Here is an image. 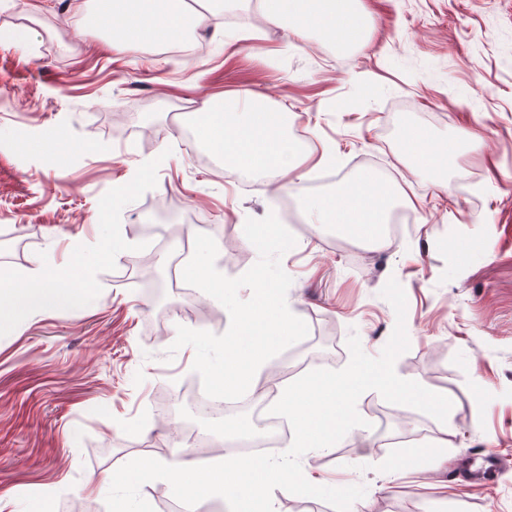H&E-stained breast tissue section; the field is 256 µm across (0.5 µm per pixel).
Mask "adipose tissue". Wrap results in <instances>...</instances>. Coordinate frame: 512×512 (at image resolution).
Segmentation results:
<instances>
[{"label": "adipose tissue", "instance_id": "adipose-tissue-1", "mask_svg": "<svg viewBox=\"0 0 512 512\" xmlns=\"http://www.w3.org/2000/svg\"><path fill=\"white\" fill-rule=\"evenodd\" d=\"M255 5L267 24L298 34L317 33L339 46L358 43L364 20L356 0H242ZM105 30L112 46L141 49L178 45L192 30L205 28L207 15L193 10L188 0H111L94 18ZM199 121L193 129L198 144L234 166L243 174L285 177L307 156L283 131H270L275 115L271 102L237 96L209 98L197 107ZM383 183L366 174L341 186L339 192L317 200L321 221L334 224L359 237L381 239L390 201ZM71 290L64 282L34 270L23 280L0 288V309L26 307L45 302H67Z\"/></svg>", "mask_w": 512, "mask_h": 512}]
</instances>
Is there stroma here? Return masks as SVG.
<instances>
[{
    "mask_svg": "<svg viewBox=\"0 0 512 512\" xmlns=\"http://www.w3.org/2000/svg\"><path fill=\"white\" fill-rule=\"evenodd\" d=\"M363 43L340 47L239 12L206 54L122 50L99 30L77 32L68 0H0V270L65 277L75 296L9 308L0 329V512H107L99 486L134 457L212 463L190 452L186 413L167 406L201 390L195 352L167 350L178 326L224 333L219 303L168 286L180 237L194 216L235 278L258 260L247 219L276 214L296 244L281 258L290 310L308 336L271 360L278 388L316 368L341 369L347 339L379 356L396 322L381 290L407 297L410 348L396 373L450 398L447 424L365 392L358 413L369 446L351 431L301 458L308 481L362 485L350 512H512V0H362ZM262 31L260 49L240 39ZM260 94L286 105V128L310 133L298 177L274 190L208 156L184 132L208 97ZM453 142L447 174L416 168L408 131ZM389 183L410 210L391 246L309 223L306 203L363 173ZM123 225L133 248L97 268L85 287L80 254ZM149 259L163 286L129 282ZM448 429L451 447L434 445ZM502 469L469 479L482 456Z\"/></svg>",
    "mask_w": 512,
    "mask_h": 512,
    "instance_id": "35a3bbf8",
    "label": "stroma"
}]
</instances>
